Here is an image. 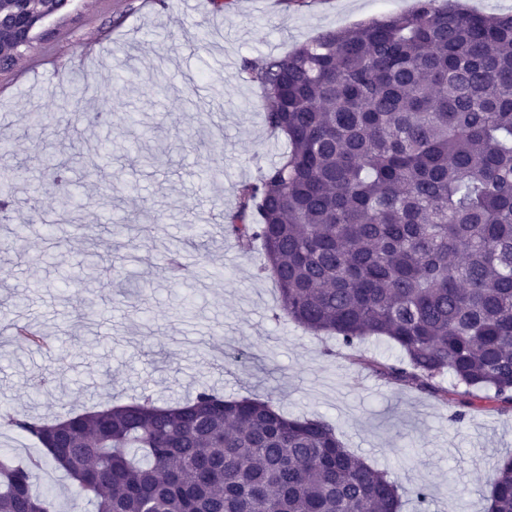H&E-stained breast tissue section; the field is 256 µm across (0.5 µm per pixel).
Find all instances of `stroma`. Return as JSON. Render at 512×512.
Listing matches in <instances>:
<instances>
[{
  "label": "stroma",
  "instance_id": "stroma-1",
  "mask_svg": "<svg viewBox=\"0 0 512 512\" xmlns=\"http://www.w3.org/2000/svg\"><path fill=\"white\" fill-rule=\"evenodd\" d=\"M73 5L59 35L20 60L13 85L0 92V135L12 144L11 155L0 156V183L15 188L14 224L37 228L60 211L43 153L64 158L77 147L93 156L100 133L84 125L67 135L26 133L30 113L62 114L75 70L88 77L97 106L108 109L120 136L86 185L85 234L64 226L53 238L33 236L26 254L0 250V312L52 342L48 348L0 342V409L48 419L144 393L162 406L204 387L266 398L285 414L331 422L347 448L398 483L401 512H488L494 463L512 452V413L478 410L455 422L426 394L386 386L370 368L352 364L335 339L276 318L279 293L262 271L263 250L240 252L224 235L238 185L255 180L287 148L264 121L262 91L245 63L380 15L376 0H231L220 18L210 0ZM202 28L208 39L194 41ZM83 48L88 54L76 62ZM121 65L130 68L135 92L114 80ZM132 126L167 147V163L144 164L121 136ZM33 184L44 187L34 201ZM134 199L143 205L136 251L125 238L105 237L112 285L85 283L76 271L89 247L86 233L102 235L103 217L122 216ZM158 213L164 222H154ZM174 246L193 279L168 272L164 255ZM127 281L147 288V300L122 294ZM90 290L97 295L91 310L80 298ZM18 294L26 298L19 308ZM82 315L87 321L73 336ZM41 375L52 382L46 394L31 398L28 385ZM420 489L425 498H417ZM33 490L56 493L59 512L88 507L76 484L50 466Z\"/></svg>",
  "mask_w": 512,
  "mask_h": 512
}]
</instances>
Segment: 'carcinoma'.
<instances>
[{
  "label": "carcinoma",
  "instance_id": "carcinoma-1",
  "mask_svg": "<svg viewBox=\"0 0 512 512\" xmlns=\"http://www.w3.org/2000/svg\"><path fill=\"white\" fill-rule=\"evenodd\" d=\"M18 0H0L11 25ZM244 70L287 151L237 188L224 225L261 243L284 317L328 333L388 383L453 408L512 411V15L416 0L327 29ZM90 85L67 97L90 112ZM74 158L49 160L62 213L83 209ZM385 338L398 360L358 347ZM452 387L441 383L444 375ZM33 438L93 512H400L399 486L357 458L323 419L204 388L176 405L149 397L53 420L0 416ZM41 460L0 454V512H56L31 492ZM491 512H512V455L496 461Z\"/></svg>",
  "mask_w": 512,
  "mask_h": 512
}]
</instances>
